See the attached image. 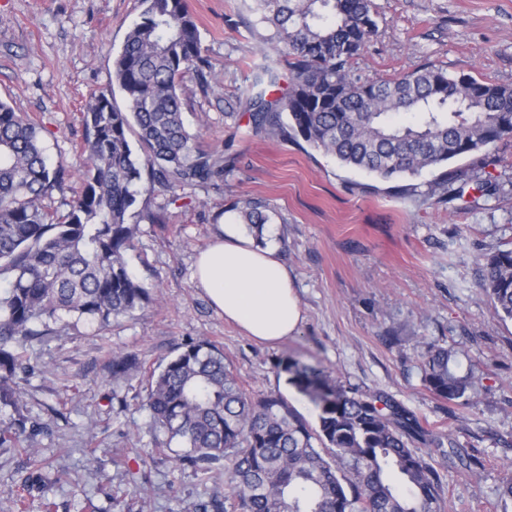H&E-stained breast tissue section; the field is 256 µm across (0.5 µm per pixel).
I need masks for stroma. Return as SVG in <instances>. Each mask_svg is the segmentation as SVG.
Listing matches in <instances>:
<instances>
[{
	"label": "stroma",
	"instance_id": "1",
	"mask_svg": "<svg viewBox=\"0 0 512 512\" xmlns=\"http://www.w3.org/2000/svg\"><path fill=\"white\" fill-rule=\"evenodd\" d=\"M209 60V89L187 72L183 117L203 150L224 156L218 185L155 190L140 197L164 221H140L126 258L150 291L132 316L106 330L81 322L29 344L36 370L20 381L22 412L41 426L32 445L49 464L30 483L27 459L0 448V512H198L224 494L175 464L151 427L141 376L116 382L106 350L155 367L188 340H208L253 395L281 394L308 421L314 404L281 367L292 358L344 384L381 393L421 425L452 439L455 454L423 455L439 472L441 512H502L512 480V320L495 314L478 282L482 259L512 248V138L455 160L500 185L472 206L473 191L448 202L403 193L305 142L253 133L246 100L261 63L264 28L243 0H189ZM378 34L356 72L393 79L432 63L512 85V0H374ZM141 0H0V100L35 117L52 161L82 166L80 109L107 90L112 60ZM266 203L255 244L276 250L295 284L303 321L276 345L254 341L210 305L194 280L197 254L220 234L233 205ZM455 353L478 383L451 406L424 384L418 352ZM482 458L471 476L459 456Z\"/></svg>",
	"mask_w": 512,
	"mask_h": 512
}]
</instances>
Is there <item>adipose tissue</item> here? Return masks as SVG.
<instances>
[{
	"label": "adipose tissue",
	"instance_id": "ef3b65f1",
	"mask_svg": "<svg viewBox=\"0 0 512 512\" xmlns=\"http://www.w3.org/2000/svg\"><path fill=\"white\" fill-rule=\"evenodd\" d=\"M195 281L218 313L259 342L287 340L302 320L287 267L273 250L245 238L234 222L223 224L198 254Z\"/></svg>",
	"mask_w": 512,
	"mask_h": 512
}]
</instances>
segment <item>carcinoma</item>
<instances>
[{
    "instance_id": "1",
    "label": "carcinoma",
    "mask_w": 512,
    "mask_h": 512,
    "mask_svg": "<svg viewBox=\"0 0 512 512\" xmlns=\"http://www.w3.org/2000/svg\"><path fill=\"white\" fill-rule=\"evenodd\" d=\"M144 8L112 61V86L82 112L84 168L51 164L30 116L0 101V447L46 467L30 441L39 428L21 413L19 375L34 371L29 342L58 335L64 318L107 327L132 314L149 291L128 270L137 233L130 223L141 192L172 191L224 173L222 157L196 145L183 121L180 82L203 76L206 59L188 0H142ZM259 15L263 61L248 101L252 130L302 139L343 166L383 182L442 169L440 199L488 179L445 170L457 158L512 137V86L435 64L390 80L363 77L354 59L378 33L373 0H250ZM288 62V90L267 95ZM124 98L119 106L114 90ZM80 191L60 210L53 193L72 180ZM249 228L270 216L262 203L236 207ZM479 288L495 313L512 320V249L484 257ZM425 385L453 406L477 383L460 374L448 349L418 352ZM115 381L142 371L113 352ZM318 409L313 427L278 393L246 392L207 340L186 342L146 372L145 405L173 459L206 480L224 478V499L202 512H439L440 474L410 443L443 447L410 411L388 397L343 384L295 360L280 363Z\"/></svg>"
}]
</instances>
